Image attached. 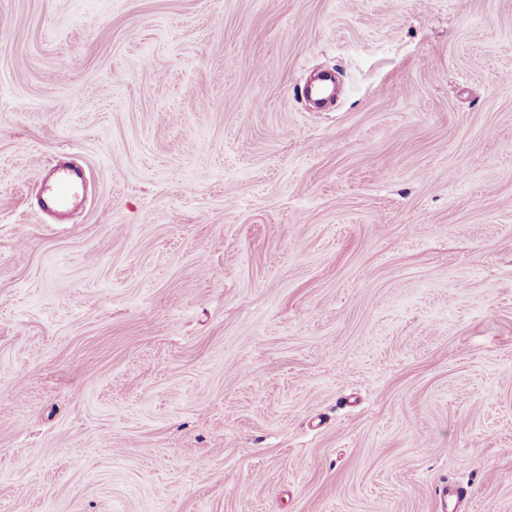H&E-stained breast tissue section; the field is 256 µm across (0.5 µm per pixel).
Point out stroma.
I'll use <instances>...</instances> for the list:
<instances>
[{
    "label": "stroma",
    "instance_id": "obj_1",
    "mask_svg": "<svg viewBox=\"0 0 512 512\" xmlns=\"http://www.w3.org/2000/svg\"><path fill=\"white\" fill-rule=\"evenodd\" d=\"M1 389L0 512H512V0H0ZM78 179V174L73 172L53 182L46 191L45 198L47 203L55 208H63L67 204L74 184Z\"/></svg>",
    "mask_w": 512,
    "mask_h": 512
}]
</instances>
